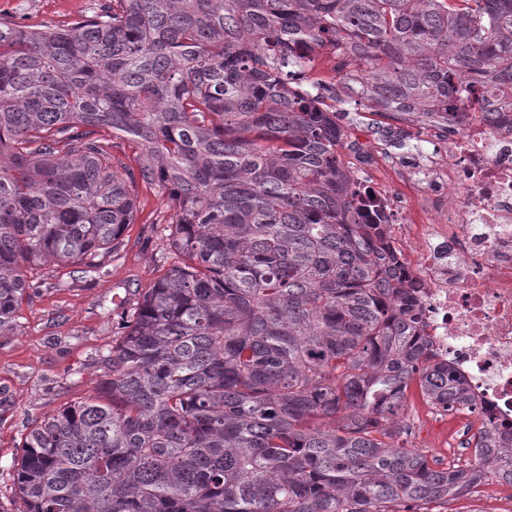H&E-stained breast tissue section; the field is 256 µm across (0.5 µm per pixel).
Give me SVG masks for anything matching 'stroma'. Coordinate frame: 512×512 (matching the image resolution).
I'll use <instances>...</instances> for the list:
<instances>
[{"instance_id": "stroma-1", "label": "stroma", "mask_w": 512, "mask_h": 512, "mask_svg": "<svg viewBox=\"0 0 512 512\" xmlns=\"http://www.w3.org/2000/svg\"><path fill=\"white\" fill-rule=\"evenodd\" d=\"M97 0H0V14L30 26L71 22L92 10ZM326 102L340 112L353 139L369 155L374 180L404 210L399 169L413 168L422 145L389 112H371L366 100L337 84ZM143 216L127 229L117 254L103 269L42 267L32 271L33 283L16 313L13 326L0 330V512H20L14 464L26 434L45 416L95 395L102 374L101 359L117 337L121 318L146 288L175 262L166 249L169 228L154 223L168 214L167 197L159 188L140 193ZM418 389L407 394V409L419 429L406 445L439 460L456 463L454 450L444 449L438 431L423 416Z\"/></svg>"}]
</instances>
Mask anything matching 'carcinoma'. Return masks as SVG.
Listing matches in <instances>:
<instances>
[{
    "mask_svg": "<svg viewBox=\"0 0 512 512\" xmlns=\"http://www.w3.org/2000/svg\"><path fill=\"white\" fill-rule=\"evenodd\" d=\"M319 49L378 112L442 124L475 96L512 102V0H102L62 24L0 18V329L28 268H101L142 187L167 194L177 257L122 317L97 395L25 437L22 512H430L490 473L512 485V437L483 430L463 467L400 443L411 383L440 406L467 387L418 341L330 85L300 79Z\"/></svg>",
    "mask_w": 512,
    "mask_h": 512,
    "instance_id": "carcinoma-1",
    "label": "carcinoma"
}]
</instances>
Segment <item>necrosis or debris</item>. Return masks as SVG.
<instances>
[{
    "label": "necrosis or debris",
    "mask_w": 512,
    "mask_h": 512,
    "mask_svg": "<svg viewBox=\"0 0 512 512\" xmlns=\"http://www.w3.org/2000/svg\"><path fill=\"white\" fill-rule=\"evenodd\" d=\"M406 189L431 223H409L394 197L387 240L423 311L427 347L467 384L466 406L430 407L436 426L455 422L445 445L476 463L479 431L512 428V110L448 118V152L425 156Z\"/></svg>",
    "instance_id": "obj_1"
}]
</instances>
